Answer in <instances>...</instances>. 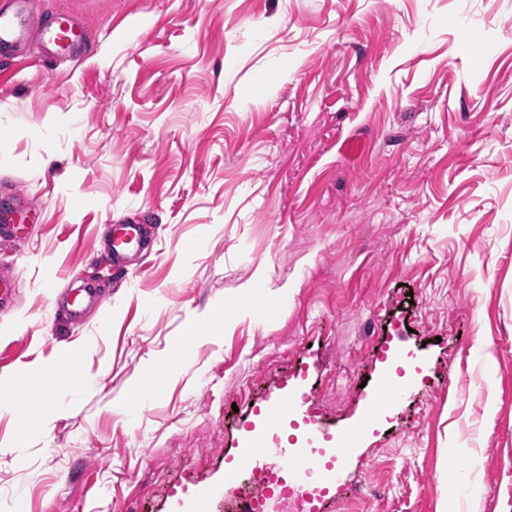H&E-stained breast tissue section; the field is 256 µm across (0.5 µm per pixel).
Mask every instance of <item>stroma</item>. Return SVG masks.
<instances>
[{
    "mask_svg": "<svg viewBox=\"0 0 512 512\" xmlns=\"http://www.w3.org/2000/svg\"><path fill=\"white\" fill-rule=\"evenodd\" d=\"M42 7L91 43L0 80V208L28 222L0 245V395L28 396L0 512H192L294 390L267 440L357 443L326 512H512V0ZM126 215L156 242L116 288L96 231ZM52 267L106 293L80 328ZM398 363L410 392L370 419ZM306 395L287 394L271 403L264 409V418L271 425L278 423L286 414L293 412L300 400H306Z\"/></svg>",
    "mask_w": 512,
    "mask_h": 512,
    "instance_id": "35a3bbf8",
    "label": "stroma"
}]
</instances>
